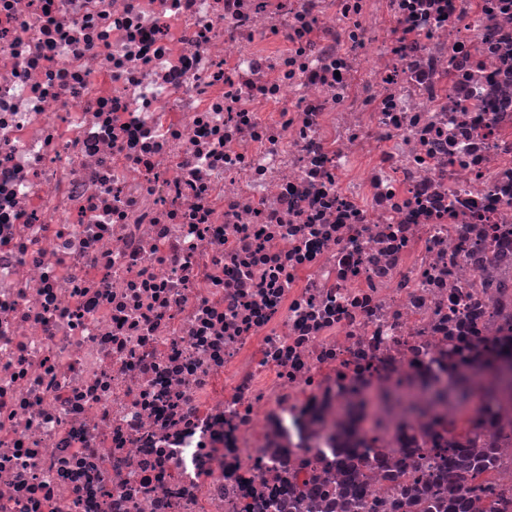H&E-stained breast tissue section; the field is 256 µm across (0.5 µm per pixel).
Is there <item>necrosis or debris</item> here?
<instances>
[{
	"instance_id": "1",
	"label": "necrosis or debris",
	"mask_w": 512,
	"mask_h": 512,
	"mask_svg": "<svg viewBox=\"0 0 512 512\" xmlns=\"http://www.w3.org/2000/svg\"><path fill=\"white\" fill-rule=\"evenodd\" d=\"M510 224L512 0H0V512L407 504ZM369 466L361 460H352L347 463L340 464L336 472V480L339 481L342 488L347 486H355L360 481L368 478Z\"/></svg>"
}]
</instances>
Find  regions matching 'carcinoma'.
Listing matches in <instances>:
<instances>
[{
	"label": "carcinoma",
	"mask_w": 512,
	"mask_h": 512,
	"mask_svg": "<svg viewBox=\"0 0 512 512\" xmlns=\"http://www.w3.org/2000/svg\"><path fill=\"white\" fill-rule=\"evenodd\" d=\"M508 380L493 376H463L451 389L430 397L421 410L445 403L457 410L450 422L453 438L445 448L431 452L440 464L434 472H425L412 461L404 462L391 480L412 486L416 512H512V478L505 476L493 449L484 447L481 435L465 409L472 403L483 404L508 396ZM369 466L360 460L339 465L336 480L340 486H355L368 478Z\"/></svg>",
	"instance_id": "obj_1"
}]
</instances>
